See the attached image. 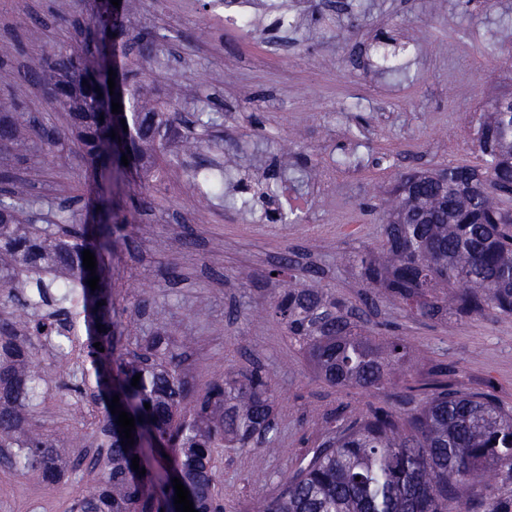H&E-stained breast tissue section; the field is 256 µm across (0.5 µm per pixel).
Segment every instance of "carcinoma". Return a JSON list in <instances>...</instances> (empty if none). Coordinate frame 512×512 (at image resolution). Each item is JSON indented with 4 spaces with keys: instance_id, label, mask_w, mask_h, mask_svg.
<instances>
[{
    "instance_id": "obj_1",
    "label": "carcinoma",
    "mask_w": 512,
    "mask_h": 512,
    "mask_svg": "<svg viewBox=\"0 0 512 512\" xmlns=\"http://www.w3.org/2000/svg\"><path fill=\"white\" fill-rule=\"evenodd\" d=\"M44 65L56 73L49 95L70 111L91 167L136 169L142 172L140 180H153L157 158L146 155L143 146L163 150L177 113L149 107L140 86L112 63L114 78L126 91L127 131L117 146L111 138L112 111L101 106L109 97L108 74L88 45L63 47ZM17 136V122L1 118L0 148ZM477 147L480 166L400 177L376 207L385 224L382 248L357 256V276L415 318L466 320L490 311L512 318V97L496 99L481 118ZM19 213L16 204L0 199V215L6 216L0 221V288L21 307L35 310L48 303L50 284L37 278L20 292V280L31 272L69 275L73 294L57 301L81 307L88 336L89 366L81 369L77 390L92 377L97 396H105L102 438L90 458L100 468L101 480L79 501V512H173L174 487L158 494L155 472L148 469L141 476L132 467L142 425L155 434L157 465L171 468L194 508L224 512L214 498V450L259 438L266 440L267 450H275L266 439L275 409L269 378L258 366L238 370L186 405V382L162 360L166 337H151L143 353L117 352L112 296L104 288L91 290V271L83 265V251L88 250L101 269L103 255L112 247L106 226L68 224L52 238L46 229L20 223ZM292 265L284 258L267 272L268 279L283 284L270 308L288 338L325 383L369 392L384 405L351 420L341 418L339 411L326 417L324 441L304 456L275 496L252 500L248 512H512V408L486 391H461L437 381L408 386L420 392L421 403L402 413L394 410L391 402L403 400L394 391V380L414 359L411 346L399 336L368 331L364 311L347 299L310 283L283 280ZM58 314L63 316L58 326L39 321L36 334L58 337L69 323L68 308ZM96 342L104 351L94 347ZM138 373L134 387L131 381ZM114 374L121 378V408L133 400L141 417L135 421L132 445L123 442L118 415L109 410ZM39 377L16 321L1 316L0 452L11 467L55 480L63 474L59 449L25 428L22 410Z\"/></svg>"
}]
</instances>
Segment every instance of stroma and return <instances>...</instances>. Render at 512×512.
<instances>
[{"mask_svg":"<svg viewBox=\"0 0 512 512\" xmlns=\"http://www.w3.org/2000/svg\"><path fill=\"white\" fill-rule=\"evenodd\" d=\"M211 0H130L131 34L157 36L154 56L128 45L121 64L138 73L146 100L189 114L178 124L165 174L150 183L153 207L141 210L135 177L115 187L120 208L97 209L83 199L93 186L66 110L20 74L59 45H79L89 25L76 0H0V67L17 72L0 85V102L15 104L20 137L0 158L11 192L45 204L39 226L60 231L90 219L114 227L118 243L105 258L121 343L139 349L155 334L168 338L193 394L231 371L259 365L270 377L276 453L262 445L215 453V492L228 512L277 493L304 453L325 436L324 418L337 407L365 411L377 398L336 391L318 380L285 326L271 311L280 283L264 272L282 256L295 259L294 282L352 302L367 291L350 257L379 246L383 226L372 208L410 169L475 164V130L490 102L512 97V0H303L298 27L256 0L254 22L242 31L219 21ZM396 38L406 68L383 72L374 37ZM56 129L51 145L35 126ZM234 169L222 193L202 192L192 166ZM336 182L316 185L327 169ZM281 176L270 202H244L234 180L256 184ZM305 198L292 224L261 221L266 208L288 209ZM151 306L139 310L141 295ZM30 343L43 393L32 426L65 449L91 456L101 407L74 391L72 360L55 357L24 314L0 293ZM366 327L404 338L417 352L413 378L440 379L464 391H491L512 407V321L487 314L467 321H420L373 296ZM90 466L48 483L34 472L0 466V512H75L98 481Z\"/></svg>","mask_w":512,"mask_h":512,"instance_id":"1","label":"stroma"}]
</instances>
